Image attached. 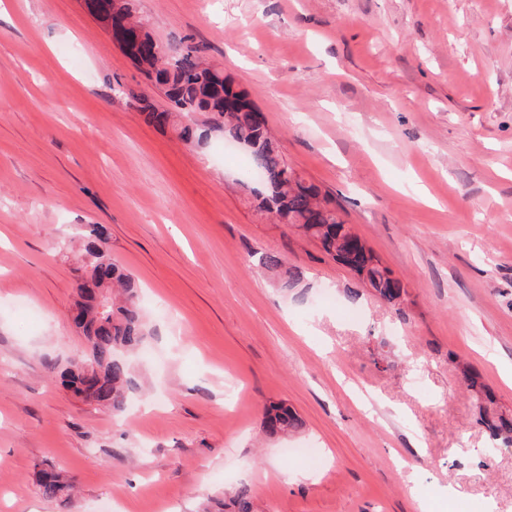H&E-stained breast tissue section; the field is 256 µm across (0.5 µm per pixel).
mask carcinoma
I'll return each instance as SVG.
<instances>
[{"label":"carcinoma","instance_id":"cac0c4a2","mask_svg":"<svg viewBox=\"0 0 512 512\" xmlns=\"http://www.w3.org/2000/svg\"><path fill=\"white\" fill-rule=\"evenodd\" d=\"M99 2L111 10L115 23L123 16H133L130 0ZM157 48L153 53L132 45L126 51L130 59L136 60L141 73L159 86L173 104V110L160 111L148 98L137 97L144 120L171 128L188 145L201 143L209 133L218 131L224 142L245 148L251 164L241 172L239 184L249 185L253 182L251 172H259L263 191L252 190L257 215H269L279 224L294 225L304 236L317 240L336 262L365 278L372 295L391 306L403 302L407 283L383 266L336 207L293 169L249 95L223 72L206 64L207 47L188 40L173 52L160 43ZM78 260L84 275L78 285L72 321L83 336L94 337L93 348L77 362L70 361L62 367L51 362L48 369L84 405L109 408L113 414L121 415L127 412L132 395L141 390L127 354L146 346L151 330L139 287L109 257L108 234L102 226L86 227ZM258 262L275 276L278 288L284 292L301 279L300 272L285 267L277 253L263 252ZM460 375L466 389L483 402L481 420L492 439L511 447L512 416L491 408L494 397L475 372L464 367ZM303 426L302 418L284 402L265 408L263 430L269 437L295 433ZM36 484L43 498L63 506L70 503L74 493V484L61 470L38 471ZM198 512H255L251 488L241 484L220 502L206 497Z\"/></svg>","mask_w":512,"mask_h":512}]
</instances>
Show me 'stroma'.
<instances>
[{
    "label": "stroma",
    "mask_w": 512,
    "mask_h": 512,
    "mask_svg": "<svg viewBox=\"0 0 512 512\" xmlns=\"http://www.w3.org/2000/svg\"><path fill=\"white\" fill-rule=\"evenodd\" d=\"M136 8L163 45L207 46L409 295L349 299L348 269L246 203V152L145 123L137 96L167 98L82 0H0V512H198L240 483L256 512H512V447L458 370L512 413V0ZM88 224L155 327L135 417L47 368L84 349L70 314ZM256 252L300 287L280 291ZM280 400L305 427L269 440ZM41 466L73 476L69 508L41 497ZM258 262L263 269L275 276L278 288L284 292H288V288H295L301 279L300 272L285 267L282 258L277 253L263 252L260 254ZM461 382L468 391H472L483 402L481 420L490 431L491 437L498 445L506 448L512 446V416L491 408L494 397L479 381L478 375L467 367L460 370Z\"/></svg>",
    "instance_id": "stroma-1"
}]
</instances>
